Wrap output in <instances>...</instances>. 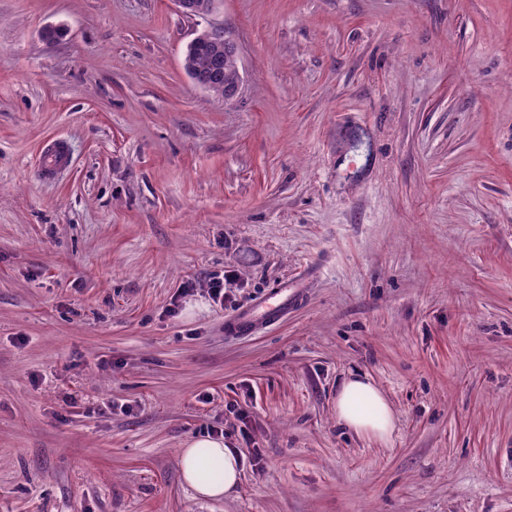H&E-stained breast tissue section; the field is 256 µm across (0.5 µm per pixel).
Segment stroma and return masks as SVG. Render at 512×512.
<instances>
[{"instance_id": "stroma-1", "label": "stroma", "mask_w": 512, "mask_h": 512, "mask_svg": "<svg viewBox=\"0 0 512 512\" xmlns=\"http://www.w3.org/2000/svg\"><path fill=\"white\" fill-rule=\"evenodd\" d=\"M352 372L390 438L337 423ZM0 512H512V0H0ZM179 12L187 18L205 19L213 10L217 0H174ZM206 41L208 43L200 44L194 48L191 56L193 66L202 73H205L210 66L211 58L216 53V49L223 46L224 53H229L239 57V47L232 34L221 25L208 24L189 44V48L195 47L198 43ZM68 162L69 157L64 142L59 139L52 140L41 164L42 178L50 179L58 170L67 166ZM304 289L302 280L285 281L277 288L258 297L243 309L235 321L226 325L225 331L243 333L256 329L263 323H273L288 314V310L301 299ZM214 460L223 466L222 477L206 480L204 471ZM181 478L201 498H219L230 495L237 487L243 470L242 455L229 448L222 438H198L186 442L180 455Z\"/></svg>"}]
</instances>
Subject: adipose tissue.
Segmentation results:
<instances>
[{"label":"adipose tissue","instance_id":"adipose-tissue-1","mask_svg":"<svg viewBox=\"0 0 512 512\" xmlns=\"http://www.w3.org/2000/svg\"><path fill=\"white\" fill-rule=\"evenodd\" d=\"M336 419L359 436L389 437L394 415L382 393L367 378L346 379L336 395ZM221 461L222 476L210 481L203 473L212 461ZM181 478L199 497L219 498L237 487L243 470L242 456L220 438H198L186 442L180 455Z\"/></svg>","mask_w":512,"mask_h":512}]
</instances>
